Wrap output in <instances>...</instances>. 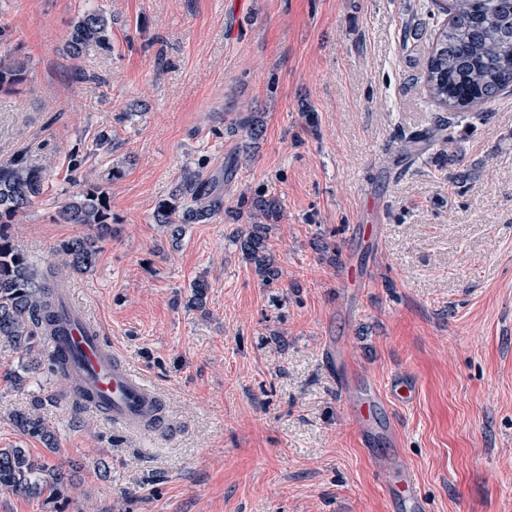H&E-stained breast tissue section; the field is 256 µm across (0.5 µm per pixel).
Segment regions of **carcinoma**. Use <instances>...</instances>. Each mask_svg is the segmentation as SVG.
Returning <instances> with one entry per match:
<instances>
[{
	"label": "carcinoma",
	"mask_w": 512,
	"mask_h": 512,
	"mask_svg": "<svg viewBox=\"0 0 512 512\" xmlns=\"http://www.w3.org/2000/svg\"><path fill=\"white\" fill-rule=\"evenodd\" d=\"M438 14L432 31V47L421 76L431 101L448 110L437 114L427 131L401 138L402 154L413 161L434 151L450 163L459 162L461 142L458 128L475 127L486 119L490 106L512 90V0H437ZM448 20H439V15ZM112 19L88 10L73 21L67 52L78 57L94 48L110 47ZM27 65L5 54L0 57V91L7 92L26 79ZM246 137L257 140L263 132L260 117L250 112L240 116ZM42 170L25 156L0 162V338L26 354L45 353V330L59 323V266L77 273L95 266L98 250L94 240L77 236L55 249L56 261L40 273L5 231L16 217L43 195ZM225 214L237 222L247 216L250 224L237 229L232 241L255 275L267 288L277 285L282 270L270 249V237L281 217L280 201L265 193L243 192L237 207L224 205V192L213 178L192 172L173 188L170 200L158 205L154 223L178 238L181 225L196 224ZM65 224H79L104 231L112 223L108 195L91 185L69 196L60 206ZM16 431L39 441L52 454L58 452L56 436L46 420L33 410L11 415ZM63 474L45 462L34 460L26 448H0V490L40 498L57 497Z\"/></svg>",
	"instance_id": "1"
}]
</instances>
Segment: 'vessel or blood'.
I'll return each mask as SVG.
<instances>
[{
    "label": "vessel or blood",
    "mask_w": 512,
    "mask_h": 512,
    "mask_svg": "<svg viewBox=\"0 0 512 512\" xmlns=\"http://www.w3.org/2000/svg\"><path fill=\"white\" fill-rule=\"evenodd\" d=\"M60 302L64 330L49 336L47 342L53 354L65 356L69 372L77 377L76 395L83 406L119 427L142 430L160 426L164 407L147 377L105 340L97 322L86 317L69 295H62ZM344 394L353 407L363 445L371 446L376 390L359 398L349 383ZM388 472L385 491L390 502L403 504L407 512H422L424 498L413 469L404 463L389 467Z\"/></svg>",
    "instance_id": "1"
}]
</instances>
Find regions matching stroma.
Masks as SVG:
<instances>
[{
  "label": "stroma",
  "instance_id": "obj_1",
  "mask_svg": "<svg viewBox=\"0 0 512 512\" xmlns=\"http://www.w3.org/2000/svg\"><path fill=\"white\" fill-rule=\"evenodd\" d=\"M112 20L110 48L72 58L74 19ZM430 0H0V54L26 80L0 93V161L24 154L46 190L9 232L36 269L84 226L59 221L79 186L108 194L112 235L64 284L164 398L148 435L74 410L47 364L23 385L0 344V448L73 471L57 499L0 491V512H395L373 457L403 459L428 512H512V92L462 143L460 164L399 158V134L439 108L420 81ZM412 25L418 35L404 39ZM257 112L255 148L237 125ZM314 113L307 123L305 113ZM112 149L95 150L99 130ZM84 157L73 175L70 155ZM239 166L225 173L227 161ZM474 182L449 179L458 166ZM189 171L222 178L224 201L279 197L270 238L285 273L263 287L233 221L154 224ZM380 224L378 244L360 231ZM335 244V261L317 251ZM370 288L348 301L347 263ZM204 278L203 307L191 284ZM343 345L350 366L329 359ZM413 381L380 405L371 454L341 396L345 376ZM58 454L10 418L36 399Z\"/></svg>",
  "mask_w": 512,
  "mask_h": 512
}]
</instances>
